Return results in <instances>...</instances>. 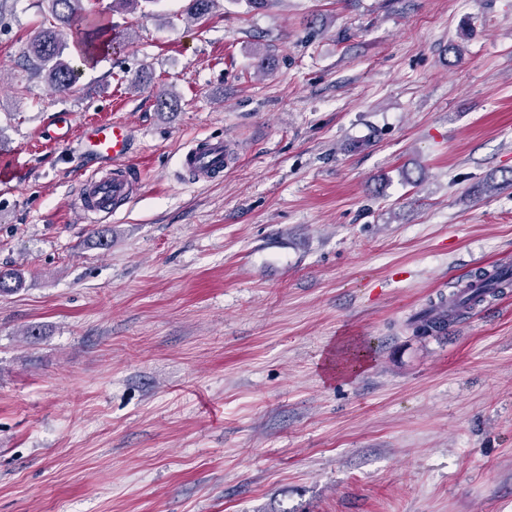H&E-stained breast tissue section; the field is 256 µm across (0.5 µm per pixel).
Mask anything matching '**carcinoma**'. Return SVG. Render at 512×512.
Returning <instances> with one entry per match:
<instances>
[{"label":"carcinoma","mask_w":512,"mask_h":512,"mask_svg":"<svg viewBox=\"0 0 512 512\" xmlns=\"http://www.w3.org/2000/svg\"><path fill=\"white\" fill-rule=\"evenodd\" d=\"M86 0H45L47 12L41 30L28 44L23 66L45 74L58 92L72 93L76 90V74L73 67L63 59L67 46L66 38H72L78 48H89L107 43V48L122 47L124 33L111 23H104L86 6ZM512 286V267L504 264L495 274L476 276V284L448 296L446 304L430 308L419 317L416 334L448 326V318L460 307L474 306L490 294L499 293Z\"/></svg>","instance_id":"cac0c4a2"}]
</instances>
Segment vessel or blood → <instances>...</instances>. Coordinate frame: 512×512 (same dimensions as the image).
<instances>
[{
    "label": "vessel or blood",
    "mask_w": 512,
    "mask_h": 512,
    "mask_svg": "<svg viewBox=\"0 0 512 512\" xmlns=\"http://www.w3.org/2000/svg\"><path fill=\"white\" fill-rule=\"evenodd\" d=\"M88 151L111 161V175L93 176L81 183L83 211L111 214L113 203L130 199L132 188L127 179L131 131L121 121H93L82 129ZM229 156L223 140H196L183 154L181 165L189 174L206 179L223 177Z\"/></svg>",
    "instance_id": "b4317fda"
}]
</instances>
